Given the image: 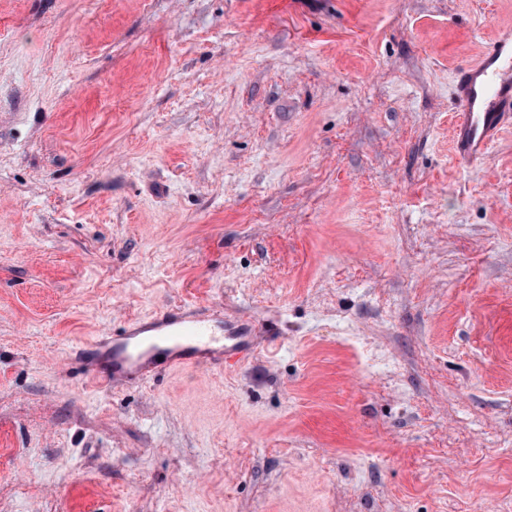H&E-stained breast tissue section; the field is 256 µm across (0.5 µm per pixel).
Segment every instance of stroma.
Here are the masks:
<instances>
[{"mask_svg":"<svg viewBox=\"0 0 512 512\" xmlns=\"http://www.w3.org/2000/svg\"><path fill=\"white\" fill-rule=\"evenodd\" d=\"M512 0H0V512H512ZM212 306L225 372L72 351ZM460 108L452 129L456 161L471 164L487 157L491 145L512 126V30L500 28L478 60L456 76Z\"/></svg>","mask_w":512,"mask_h":512,"instance_id":"1","label":"stroma"}]
</instances>
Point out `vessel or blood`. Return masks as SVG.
Masks as SVG:
<instances>
[{"instance_id": "vessel-or-blood-1", "label": "vessel or blood", "mask_w": 512, "mask_h": 512, "mask_svg": "<svg viewBox=\"0 0 512 512\" xmlns=\"http://www.w3.org/2000/svg\"><path fill=\"white\" fill-rule=\"evenodd\" d=\"M459 111L452 129L457 162L485 159L491 145L512 127V29L502 28L472 64L456 76ZM213 316L190 307L172 308L86 342L76 361L101 381L143 380L158 365L174 371L215 368L241 362L253 349L254 328L225 319L216 335Z\"/></svg>"}]
</instances>
